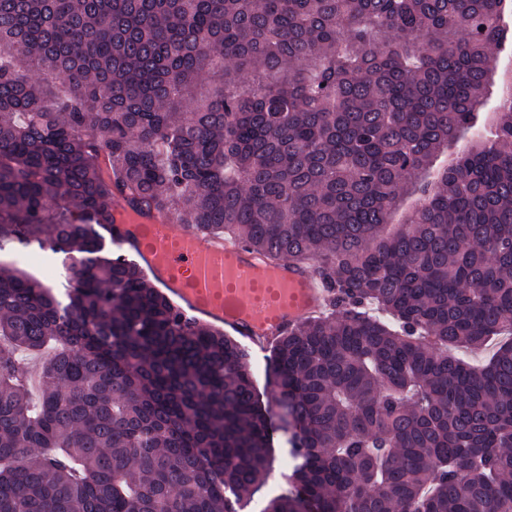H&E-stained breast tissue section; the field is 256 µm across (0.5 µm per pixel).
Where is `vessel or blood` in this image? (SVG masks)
<instances>
[{"label":"vessel or blood","instance_id":"b4317fda","mask_svg":"<svg viewBox=\"0 0 512 512\" xmlns=\"http://www.w3.org/2000/svg\"><path fill=\"white\" fill-rule=\"evenodd\" d=\"M102 230L111 242L136 258L143 273L186 319L205 322L247 341L271 343L320 312L328 301V292L312 269L280 263L273 272L288 295V310L277 322L265 325L261 312L253 308L249 283L266 260L245 246L196 235L168 215L133 213L120 197L115 200L111 223ZM228 277L241 283L235 297L220 306L199 303V294L222 289Z\"/></svg>","mask_w":512,"mask_h":512}]
</instances>
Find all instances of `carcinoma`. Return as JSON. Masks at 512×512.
<instances>
[{"instance_id":"cac0c4a2","label":"carcinoma","mask_w":512,"mask_h":512,"mask_svg":"<svg viewBox=\"0 0 512 512\" xmlns=\"http://www.w3.org/2000/svg\"><path fill=\"white\" fill-rule=\"evenodd\" d=\"M510 12L0 0V240L71 257L62 300L0 263V512H241L268 399L291 466L264 512H512ZM118 193L315 268L329 308L276 340L268 398L236 338L103 254Z\"/></svg>"}]
</instances>
